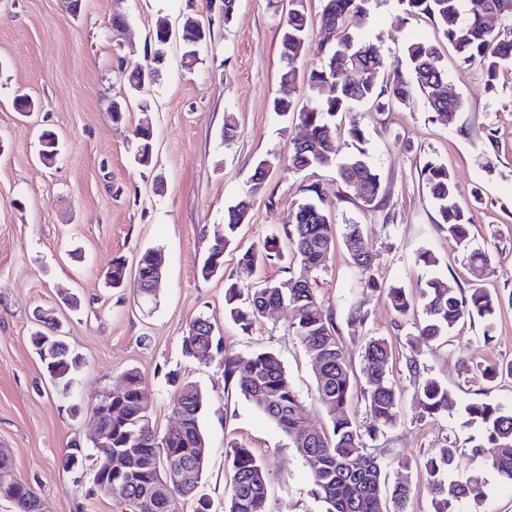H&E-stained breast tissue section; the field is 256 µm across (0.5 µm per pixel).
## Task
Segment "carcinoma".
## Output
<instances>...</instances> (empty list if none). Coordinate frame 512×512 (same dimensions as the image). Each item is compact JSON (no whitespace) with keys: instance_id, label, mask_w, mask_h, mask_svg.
Segmentation results:
<instances>
[{"instance_id":"obj_1","label":"carcinoma","mask_w":512,"mask_h":512,"mask_svg":"<svg viewBox=\"0 0 512 512\" xmlns=\"http://www.w3.org/2000/svg\"><path fill=\"white\" fill-rule=\"evenodd\" d=\"M279 29V49L283 62L281 81L293 86L302 81L315 105L298 112L306 128V145H293L288 159L268 154L255 161L248 190L227 208L224 215V236L217 237L209 247L200 267V276L207 280L218 274L215 266L224 264V248L245 223L253 196L259 192L270 173L285 164L299 172L330 164L340 152L341 141L336 133V118L349 119L348 134L361 140L362 129L350 117L359 102H371L379 109L392 103L407 105L413 95L420 94L433 112L449 117L460 107L456 97L443 95L447 85L445 71L437 65L438 45L414 41L407 46L408 74L396 73L384 86L375 83L381 67L376 52L351 30L349 19L367 16L371 0H324L320 22L336 30V43L322 46L319 54L324 63L310 70H300L299 64L309 50L308 17L303 8L291 6ZM408 15H426L440 28L443 39L454 46L466 61H477L486 77L487 90L495 87L499 70L512 63V32L501 34L489 24L497 15L512 19V0H402ZM197 19L188 16L178 33L183 53L194 60L204 41L196 27ZM172 33L165 23H157L152 40L151 59H161ZM155 77V72L137 63L127 74L130 88L140 91L142 84ZM40 143L38 157L42 164L51 165L58 155V142L46 134ZM134 163L149 167L154 159V132L138 126ZM425 187L438 206L437 224L458 244L467 246L468 224L464 210L448 207V197L455 185L446 167L433 161L420 171ZM339 181L355 192L366 207L379 208L385 201L379 174L360 150L338 171ZM362 228L347 225L343 244L356 267L366 274L373 258L361 251ZM336 248V236L329 211L319 187L310 184L305 196L288 215V221L274 228L262 245H251L239 251L235 275L224 288V310L247 333L258 319L271 309L291 307L294 312L293 332L301 340L312 361L316 375L317 398L329 417V427L310 428L303 421L304 406L294 388L286 380V370L272 350L254 349L240 354L224 344L223 337L214 333L216 325L210 318L192 320L183 336L185 355L205 347L223 369L224 384L234 386L245 399L252 401L290 440L308 470L312 494L323 505V512H407L410 487L397 483L388 485L387 464L366 445L364 438L374 439L385 428L394 425L399 416V399L388 377L391 350L383 338H372L363 347V374L368 388L362 392L367 414L360 423L348 412L355 397L353 372L347 361L339 329L330 311L318 301L311 274L325 267ZM154 249L139 257L136 275L142 302H157L159 289L150 287L157 275ZM291 257L298 261L299 271L288 279L284 288L276 281L252 285L257 267ZM127 278L123 257L112 258L105 274L106 284L116 289ZM388 296L393 310L405 317L415 304L403 289L391 287ZM423 323L411 341V354L406 368L417 377L424 370L418 359L420 349L438 342L461 321L479 318L492 324L502 298L474 282L467 289L456 288L439 278L426 282L419 303ZM42 328L31 341L51 380L62 389L72 385L81 368L82 358L57 336L52 318H42ZM128 385L124 396L112 401L119 408L112 416V449L98 448L92 467L93 478L112 480V498L116 501H136L141 512H178L179 502L194 503L193 512H212L211 501L188 486L171 483L170 496L156 499L152 488L160 476L177 473L191 467L204 471L207 441L201 420L207 407V397L193 381L181 384L171 401L179 425L164 433L154 427L147 407L140 402L141 376L135 369L126 371ZM420 417L437 418L448 411L452 396L448 385L429 376L419 387ZM470 421L483 427L481 440L472 446L473 455L498 475L512 481V410L488 402H472L466 406ZM124 452L133 458L132 466L110 469L111 452ZM233 471L225 512H270L268 507V471L251 449L234 445L226 449ZM428 486L432 512H459V504L483 496L482 481L460 470L456 450L443 447L427 464ZM21 494L12 500L16 512H37L39 497L26 482L17 480Z\"/></svg>"}]
</instances>
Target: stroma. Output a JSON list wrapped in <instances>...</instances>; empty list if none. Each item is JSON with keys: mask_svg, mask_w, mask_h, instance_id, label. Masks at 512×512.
Instances as JSON below:
<instances>
[{"mask_svg": "<svg viewBox=\"0 0 512 512\" xmlns=\"http://www.w3.org/2000/svg\"><path fill=\"white\" fill-rule=\"evenodd\" d=\"M79 15L63 0H0V448L9 449L18 478L31 483L44 512H117L112 497L92 482L90 468L67 466L70 445L92 444L89 413L73 415V404L90 405L119 387L127 369H137L152 421L166 431L175 421L169 372L196 382L209 398L202 426L208 439L200 483L213 512H224L231 483L225 450L251 448L269 472L272 512H320L307 469L288 438L253 402L225 386L217 362L185 357L182 339L191 320L216 322L227 346L246 353L265 348L282 360L290 385L314 427L328 417L316 399L311 359L294 335L292 309L259 320L252 332L224 314V280L236 270L240 247L261 243L274 225L287 221L304 186L316 184L330 205L336 231L363 227V246L373 257L379 285L365 277L344 247H337L315 275L317 296L332 312L353 370L363 366L362 348L372 336L393 349L390 378L399 396V423L372 448L387 463L390 482L409 484L408 512H431L424 463L441 447L455 448L463 471L477 473L484 497L464 512H512V484L473 458L478 424L465 407L482 400L512 409V377L487 382L485 365L512 363V305L502 304L492 327L479 320L459 323L441 344L425 347L421 361L446 382L454 404L442 417L419 416L417 377L405 357L412 320L397 319L385 292L398 285L418 297L425 282L439 277L468 287L466 251L436 223L437 212L420 177L426 160L444 164L455 184L452 204L464 208L469 249L490 253L483 286L512 294V67H504L496 93L485 88L479 63L464 61L441 45L438 61L461 101L451 120L439 119L423 98L386 112L367 104L355 113L364 150L386 194L381 209L363 207L337 178L336 165L301 172L275 171L255 195L246 224L224 250L222 274L202 279L199 268L224 212L248 187L255 161L287 154L303 128L272 110L274 98L308 99L302 86L284 90L279 23L285 0H236L232 21L205 9V0H81ZM125 24L113 29V17ZM201 19L210 35L196 63H187L178 41L167 47L158 76L138 93L122 122L110 116L114 98L127 91L129 68L143 61L158 19L179 28L185 17ZM350 26L381 58L378 81L405 69V49L417 40L436 41L426 17L404 18L400 0H372L367 22ZM40 104L21 121L11 100L16 90ZM232 113L237 135L224 137V115ZM148 123L155 138V165L133 163V130ZM61 145L54 164L36 157L42 131ZM165 256L157 305L137 303L134 274L144 250ZM436 257L429 266L422 252ZM125 257L123 288L105 285L113 257ZM80 300L69 309L63 294ZM359 308L363 318L351 322ZM51 314L63 338L84 364L70 392L50 380L31 342L36 312ZM409 467H402V460Z\"/></svg>", "mask_w": 512, "mask_h": 512, "instance_id": "obj_1", "label": "stroma"}]
</instances>
